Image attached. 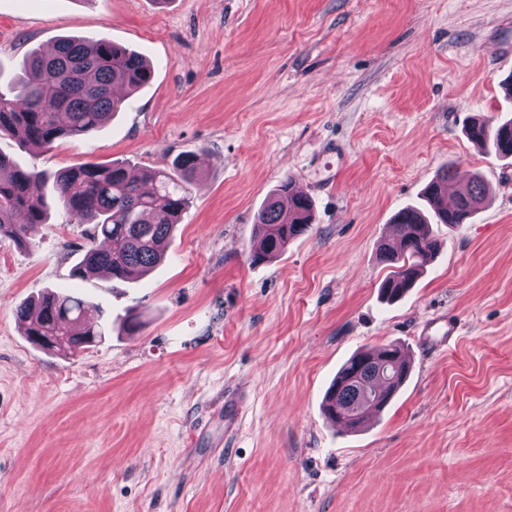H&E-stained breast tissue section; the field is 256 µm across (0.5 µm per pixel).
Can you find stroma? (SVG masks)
<instances>
[{"label": "stroma", "instance_id": "35a3bbf8", "mask_svg": "<svg viewBox=\"0 0 512 512\" xmlns=\"http://www.w3.org/2000/svg\"><path fill=\"white\" fill-rule=\"evenodd\" d=\"M64 36L141 54L152 82L84 139L0 154L51 175L192 153L201 178L137 281L73 276L90 227L59 206L0 238V512H512V158L465 133L512 118V0H0V86ZM448 166L492 193L430 225L439 254L386 301L379 243ZM288 178L314 224L252 263ZM49 289L142 327L42 349L16 310ZM385 344L410 361L392 402L327 422L341 366ZM458 334L457 322L451 318L436 319L429 327L427 336H433L439 345H448Z\"/></svg>", "mask_w": 512, "mask_h": 512}]
</instances>
